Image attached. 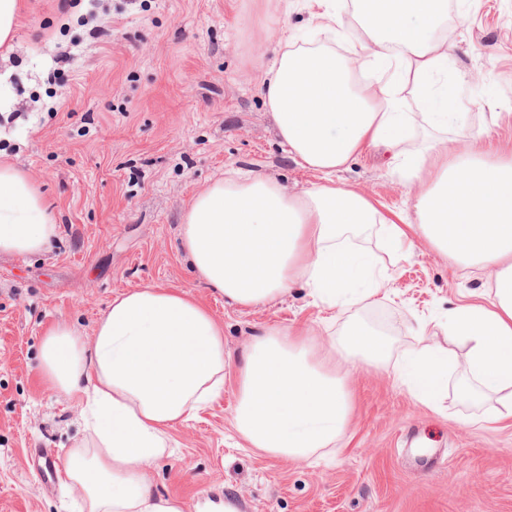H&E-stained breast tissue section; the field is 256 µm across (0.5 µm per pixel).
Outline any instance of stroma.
Returning a JSON list of instances; mask_svg holds the SVG:
<instances>
[{"instance_id": "obj_1", "label": "stroma", "mask_w": 512, "mask_h": 512, "mask_svg": "<svg viewBox=\"0 0 512 512\" xmlns=\"http://www.w3.org/2000/svg\"><path fill=\"white\" fill-rule=\"evenodd\" d=\"M23 4L12 46L0 50V157L41 188L58 236L45 254L0 255V512H76V491L35 473L34 449L61 454L87 436L80 405L41 379V339L59 322L92 336L113 296L144 285L190 291L224 327L223 395L173 430V455L150 470L186 512H220L228 498L241 512H512V418L486 421L495 399L453 390L426 406L394 377L421 344L449 352L448 382L461 380L467 347L439 324L449 309L484 301L489 269H463L418 238L372 304L329 312L296 285L241 311L195 277L182 250L187 203L225 167L297 193L318 182L277 138L257 79L287 35L322 41L306 27L309 0L286 16L277 0ZM457 26L448 92L464 119L448 124V157L463 152L465 127L482 132L489 159L512 157V0H468ZM477 73L483 88L459 100ZM339 178L386 211L413 212L414 191L374 148ZM354 323L390 353L350 368L352 419L336 454L308 464L238 447L234 367L247 343L272 326L305 325L325 347Z\"/></svg>"}]
</instances>
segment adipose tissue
<instances>
[{
	"label": "adipose tissue",
	"mask_w": 512,
	"mask_h": 512,
	"mask_svg": "<svg viewBox=\"0 0 512 512\" xmlns=\"http://www.w3.org/2000/svg\"><path fill=\"white\" fill-rule=\"evenodd\" d=\"M371 31L347 57L288 38L259 84L282 144L320 183L288 191L279 180L225 169L191 198L180 240L194 275L227 304L256 308L307 288L323 307L372 302L385 270L369 259L374 238L395 260L414 237L466 267L493 272L489 303L449 312L444 334L468 347L460 395L495 396L487 420L512 417V158H481L479 137L464 158L431 170L447 156L434 137L404 148L409 127L447 129L448 38L432 37L448 0H354ZM404 64L428 112L399 109V84L360 83L355 72ZM387 146L393 175L417 188L413 217L394 221L335 176L365 148ZM58 224L37 184L0 162V254L46 252ZM305 327H272L246 347L236 367L232 425L247 447L271 457L309 462L350 428L352 398L337 362L381 363L389 346L367 326L351 327L322 358ZM450 359L428 347L410 351L396 381L414 398L437 405L448 392ZM40 373L50 389L76 399L90 433L63 456V472L80 512H184L183 501L155 491L150 468L171 455V432L224 391V328L191 292L138 287L118 294L92 337L58 323L44 334Z\"/></svg>",
	"instance_id": "1"
}]
</instances>
